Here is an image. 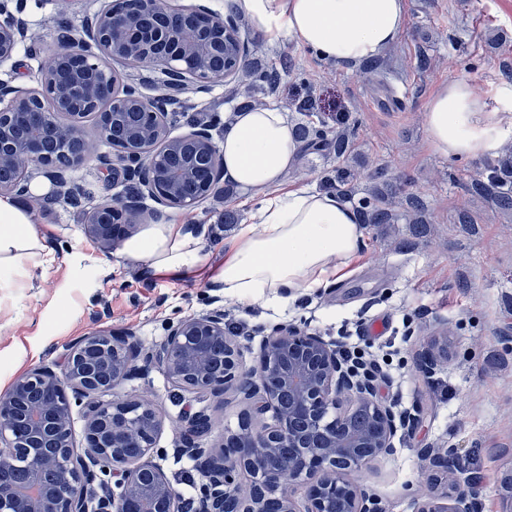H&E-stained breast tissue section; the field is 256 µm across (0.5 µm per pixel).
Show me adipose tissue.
Listing matches in <instances>:
<instances>
[{"label": "adipose tissue", "instance_id": "ef3b65f1", "mask_svg": "<svg viewBox=\"0 0 512 512\" xmlns=\"http://www.w3.org/2000/svg\"><path fill=\"white\" fill-rule=\"evenodd\" d=\"M271 41L289 39L337 66L383 55L406 26L405 0H236ZM432 148L451 159L496 153L512 129V111L491 107L465 80L440 85L425 107ZM224 176L251 195L248 220L227 239L215 281L225 295L257 303L297 295L342 277L357 256L364 229L341 198L287 186L301 144L288 115L270 104L237 112L219 144ZM27 203L0 196V281H14L44 248ZM123 254L155 272L200 267L196 241L181 222L147 224Z\"/></svg>", "mask_w": 512, "mask_h": 512}]
</instances>
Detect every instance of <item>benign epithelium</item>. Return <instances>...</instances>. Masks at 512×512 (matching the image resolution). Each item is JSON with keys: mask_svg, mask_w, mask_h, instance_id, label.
Wrapping results in <instances>:
<instances>
[{"mask_svg": "<svg viewBox=\"0 0 512 512\" xmlns=\"http://www.w3.org/2000/svg\"><path fill=\"white\" fill-rule=\"evenodd\" d=\"M0 0V67L19 49L37 56L27 24L18 17L21 0ZM83 17L62 35L55 64L43 71L40 87L24 89L0 78V168L20 157L63 184L66 172L87 160L66 152L84 137L83 119L96 118L102 140L112 121L130 107L145 111L141 134L112 144L100 163L122 171L126 181L155 206L149 216L161 219L170 208L196 209L209 189L224 177L222 155L210 126L197 125L173 137L166 118L182 107L185 94L210 89L208 58L221 57L224 44L239 53L249 46L236 21L203 4L175 7L170 0H122ZM190 29L186 42L170 20ZM138 61L163 75L161 93L146 98L134 84L118 85L112 62ZM189 146L188 166L206 173V190L197 196L179 193L164 178L161 161ZM28 175L0 182L1 194L29 192ZM134 207L118 199L93 209L86 233L108 247L135 229ZM221 298L212 308L168 321L161 341L145 345L135 331H95L71 343L55 367L33 369L16 377L0 393V512H179L181 495L160 460L167 449L156 447L164 421L155 404L118 395L125 385L151 368L162 370L184 392L221 397L233 389L252 409L239 430L223 434L218 449L208 448L193 431L211 435L214 420L202 407L184 414V439L173 454L187 457L202 480L191 498V512H386L382 500L351 474L396 452L399 430L413 420L378 399V383L352 366L335 343L305 326L276 323L268 327L254 363L244 365L241 336L226 329ZM224 345V367H213L209 346ZM448 352L442 336L418 351L422 373L433 375ZM84 418L83 445L73 436V408ZM365 411L370 425L350 427V417ZM271 414L259 426L253 417ZM294 452L280 460L277 452ZM137 448L131 455L128 449ZM427 469L458 467L451 448H423ZM21 467L26 485L11 480ZM252 491L238 494L242 482ZM476 483L467 478L452 497H417L413 512H473Z\"/></svg>", "mask_w": 512, "mask_h": 512, "instance_id": "obj_1", "label": "benign epithelium"}]
</instances>
